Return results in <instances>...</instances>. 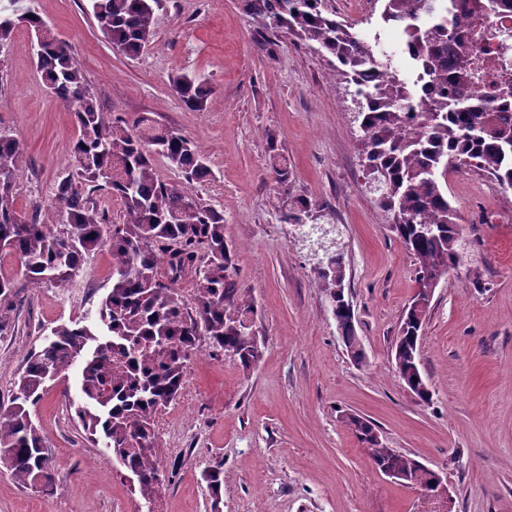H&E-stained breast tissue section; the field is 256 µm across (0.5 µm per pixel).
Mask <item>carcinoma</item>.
I'll return each mask as SVG.
<instances>
[{"instance_id":"obj_1","label":"carcinoma","mask_w":512,"mask_h":512,"mask_svg":"<svg viewBox=\"0 0 512 512\" xmlns=\"http://www.w3.org/2000/svg\"><path fill=\"white\" fill-rule=\"evenodd\" d=\"M23 0H0V51L20 24L41 42L36 68L45 86L74 117L72 167L55 181L51 207L55 224L17 213V171L22 146L0 131V257L12 255L23 278L0 273V336L14 323L17 300L31 285H63L77 275L86 257L102 248L112 256V290L102 302L95 327L60 325L30 353L17 381L11 407L0 408V460L22 487H53L49 452L29 406L48 384L74 365L81 368L82 401L76 417L91 439L102 436L117 461L135 475L134 489L152 501L160 470L155 459V418L178 396L187 362L209 343L237 358L248 370L259 354L258 338L244 322L254 319L252 298L236 280L235 251L224 236V212L192 194L189 184L211 175L201 148L171 128L146 117L127 119L98 109L86 76L69 46L54 38L44 19ZM100 28L118 52L138 57L149 46L163 0H90ZM512 10V0H382L380 17L403 29L415 68L434 77L422 91L412 88L387 62L378 60L340 20L331 0H244L246 11L266 28L287 34L324 56L336 75L353 86L355 120L363 132L362 166L378 193L379 207L418 265L419 288L435 272L461 262L463 224L448 200V172L461 165L486 171L503 190H512V72L494 91L472 89L479 66L448 56L459 38L460 17L480 15L493 4ZM172 92L192 111H202L213 94L200 75L180 74ZM269 139L272 174L290 186L287 167L277 161ZM178 169L182 182L158 176L153 154ZM110 190L123 205L112 222L96 193ZM325 207L299 195L283 214L287 224L323 218ZM339 327L342 341L360 363L361 340L347 299L343 258L330 273L314 272ZM429 307H407L394 344L393 366L422 402L432 399L419 362L422 327ZM359 443L371 445L377 469L401 465L404 481L429 496L432 474L411 457H401L374 440V425L347 417ZM222 467L207 474L212 495H221Z\"/></svg>"}]
</instances>
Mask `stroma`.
Returning a JSON list of instances; mask_svg holds the SVG:
<instances>
[{
  "label": "stroma",
  "mask_w": 512,
  "mask_h": 512,
  "mask_svg": "<svg viewBox=\"0 0 512 512\" xmlns=\"http://www.w3.org/2000/svg\"><path fill=\"white\" fill-rule=\"evenodd\" d=\"M68 43L104 112L145 116L194 141L211 169L194 184L224 212L241 288L255 302L259 357L243 369L209 347L190 361L177 399L156 419L162 482L144 504L89 441L75 418L77 369L31 410L51 455L55 488L36 493L0 462V512H439L379 472L346 423L371 421L382 443L448 478V512H512V191L467 167L448 177L464 226L463 263L442 278L424 326L419 360L432 386L425 404L392 364L404 309L418 290L412 255L360 164L359 124L348 85L316 53L265 28L240 0H166L152 44L123 56L104 36L89 0H25ZM377 51L401 63V34L380 24L379 0H332ZM18 28L0 51V130L22 148L15 207L48 210L69 169L74 119L48 92ZM209 78L203 112L185 108L171 80ZM292 174H271L268 139ZM327 205L344 256L346 294L365 359L355 362L317 287L304 230L284 223L294 195ZM83 285L71 299L72 284ZM72 284L27 288L15 331L0 337V403L10 402L29 353L51 328L94 323L112 288V257L91 254ZM223 461L220 499L205 475Z\"/></svg>",
  "instance_id": "stroma-1"
}]
</instances>
